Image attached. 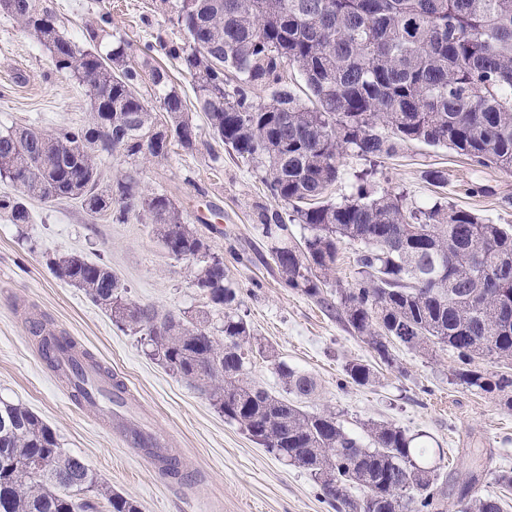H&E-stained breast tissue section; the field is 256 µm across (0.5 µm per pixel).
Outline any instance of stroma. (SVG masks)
<instances>
[{
    "label": "stroma",
    "instance_id": "35a3bbf8",
    "mask_svg": "<svg viewBox=\"0 0 512 512\" xmlns=\"http://www.w3.org/2000/svg\"><path fill=\"white\" fill-rule=\"evenodd\" d=\"M49 3L61 29L77 42L85 26L111 12L112 23L96 45L101 52L116 40L129 42L137 54L151 45L162 64L159 41L185 38L160 0ZM90 118L83 89L56 72L49 52L0 13V130H52ZM132 169L146 192L175 200L212 252L223 256L226 277L239 293V312L258 338L274 346L280 361L317 378L318 392L304 401L305 410L334 408L345 429L360 437L367 423L380 420L430 435L443 448L452 475L486 467L512 470V409L497 395L452 383L453 352L437 347L424 354L397 345L398 364L387 367L336 312L281 285L255 213L257 207L273 211L282 204L255 164L225 149L212 159L203 146L178 149L150 163L134 164L117 154L101 158L105 181ZM434 169L445 173V184L428 179ZM363 174L374 190L401 193L418 204L441 197L492 223L512 225V173L473 165L450 149L409 143L376 165L347 155L329 196L338 201L350 195ZM30 210L28 224L12 223L0 210V399L36 413L65 452L82 458L105 486L135 500L140 512H333L308 474L275 459L225 420L206 395L149 356L142 336L117 327L84 291L57 279L49 261L78 252L105 262L128 299L161 310L202 305L192 285L195 264L174 258L149 225L134 219L92 221L72 202L34 201ZM34 314L48 319L56 334L73 338L126 385L135 401L132 414L165 436L169 453L184 460L191 481L161 478L152 462L126 445L120 428L104 429L88 406L69 395L29 331ZM355 359L374 365L376 384H344V367Z\"/></svg>",
    "mask_w": 512,
    "mask_h": 512
}]
</instances>
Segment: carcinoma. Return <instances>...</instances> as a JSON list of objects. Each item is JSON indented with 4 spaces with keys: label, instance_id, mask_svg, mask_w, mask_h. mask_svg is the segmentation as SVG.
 <instances>
[{
    "label": "carcinoma",
    "instance_id": "1",
    "mask_svg": "<svg viewBox=\"0 0 512 512\" xmlns=\"http://www.w3.org/2000/svg\"><path fill=\"white\" fill-rule=\"evenodd\" d=\"M171 6L187 40L164 45L193 82L211 138L256 163L287 217L262 210L257 219L280 282L336 307L345 326L379 360L396 363L399 342L428 353L446 347L458 360L452 379L501 396L512 407V375L482 370L478 359L512 360V230L436 200L417 205L401 193L375 195L360 184L340 201L327 197L349 153L389 158L403 143L446 147L471 162L512 173V0H161ZM48 49L56 71L90 98L107 92L102 112L86 124L52 131H0V180L15 194L0 196L14 224H29V201L78 204L93 220L120 224L133 217L178 260L197 265L199 309L160 311L128 301L112 268L77 254L50 261L109 313L146 337L150 355L204 392L275 458L309 473L335 512H503L502 498L481 496L490 475L512 490V471L470 472L448 484L443 449L423 433L392 421L367 426L368 442L348 432L335 410L306 412L315 395L306 372L263 349L238 313V292L224 265L166 194L147 193L133 174L102 185L99 157L165 159L201 139L174 76L154 63L151 49L132 56L119 41L106 55L81 50L42 0H0ZM290 66L305 96L283 81ZM159 91L150 103L143 75ZM271 89L257 104L252 89ZM309 232L288 245V223ZM344 245L357 247V277L336 280ZM43 359L76 342L31 324ZM267 355L282 380L276 395L250 377L255 355ZM348 383L373 385L372 366L354 360ZM160 475L176 483L190 474L160 447L146 448ZM362 496L352 495V489ZM139 512L136 501L104 487L77 456L61 450L55 432L28 408L0 400V512Z\"/></svg>",
    "mask_w": 512,
    "mask_h": 512
}]
</instances>
